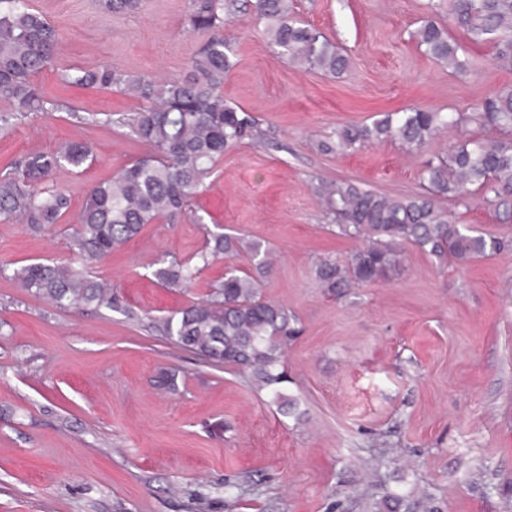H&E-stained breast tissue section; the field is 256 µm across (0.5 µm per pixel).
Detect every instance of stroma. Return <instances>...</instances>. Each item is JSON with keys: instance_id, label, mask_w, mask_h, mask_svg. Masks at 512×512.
<instances>
[{"instance_id": "1", "label": "stroma", "mask_w": 512, "mask_h": 512, "mask_svg": "<svg viewBox=\"0 0 512 512\" xmlns=\"http://www.w3.org/2000/svg\"><path fill=\"white\" fill-rule=\"evenodd\" d=\"M427 2L292 0V17L347 53L338 78L279 57L246 0L227 14L237 64L224 98L268 136L226 152L193 206L208 224L272 251L265 294L288 305L302 329L285 360L301 416L282 414L238 370L121 314L55 309L2 276L0 512H371L387 490L432 495L440 512H512V251L459 265L410 246L398 279L342 299L315 277L319 259L345 260L360 245L325 223L315 178L416 193L425 161L478 129L442 132L413 153L388 141L323 154L317 141L410 107L466 112L512 83V69L492 65L486 44L470 46L485 65L465 75L424 56L411 34ZM32 3L62 37L39 83L87 112L134 103L65 84L63 71L109 62L169 77L199 44L187 28L188 0H143L128 14L104 13L95 0ZM73 138L96 154L83 172L55 175L78 214L90 185L141 156L128 135L74 126L63 112L37 118L0 136V167ZM192 216L145 225L94 274L120 286L138 314L201 300L223 263L184 291L151 276L164 253L187 257L200 247ZM69 256L62 225L34 236L24 224L0 223V265ZM170 366L184 373L175 392L156 383Z\"/></svg>"}]
</instances>
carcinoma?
<instances>
[{"label": "carcinoma", "instance_id": "cac0c4a2", "mask_svg": "<svg viewBox=\"0 0 512 512\" xmlns=\"http://www.w3.org/2000/svg\"><path fill=\"white\" fill-rule=\"evenodd\" d=\"M97 4L107 13H131L140 9L141 0ZM289 6L290 0H253L270 48L307 70L331 77L344 73L348 57L317 28L290 19ZM448 21L468 43L491 45L498 67H512V0H448ZM226 24L224 0H191L188 30L202 41L179 76L129 74L110 64L64 73L66 84L115 89L137 102L130 112L82 115L37 82L58 49V29L31 0H0V135L29 116L65 112L78 127L92 123L125 129L144 148L139 158L88 189L83 208L68 225L74 260L37 261L13 269L11 278L21 288L59 309H102L138 319L117 287L98 280L90 266L123 247L144 225L162 218L173 221L190 211L224 152L264 137L256 117L224 99V81L236 65L235 44L224 36ZM412 37L425 56L454 74L476 67L466 46L434 19L424 21ZM463 124L496 136L464 139L431 156L422 172L425 187L417 194L393 197L345 180L313 181L324 220L336 225L339 234L365 241L342 262L317 261L316 277L327 293L346 296L354 288L396 280L404 271L407 245L457 263L512 250L511 239L478 232L437 203L448 198L467 208L479 194L499 223H512V85L495 90L470 112L409 108L387 112L369 124L343 125L319 140L317 148L344 154L390 141L418 151L440 132ZM92 160L90 144L71 140L52 152L8 163L0 170V223L20 221L36 234L65 221L69 195L48 181L61 168L81 169ZM203 234L192 256L167 254L152 276L162 287L186 288L222 260L224 277L209 285L204 300L153 318L149 325L177 347L241 371L253 387L271 395L283 414L295 413L297 399L281 384L287 381L285 352L300 328L287 305L263 295L271 251L220 226H206ZM241 260L249 262L252 272L239 266ZM405 509L439 512L430 495L408 501Z\"/></svg>", "mask_w": 512, "mask_h": 512}]
</instances>
